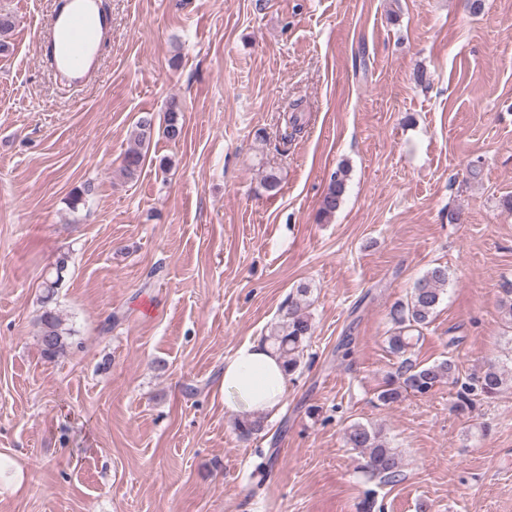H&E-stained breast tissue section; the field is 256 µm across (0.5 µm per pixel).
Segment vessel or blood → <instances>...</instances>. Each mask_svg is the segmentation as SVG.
I'll return each mask as SVG.
<instances>
[{
	"mask_svg": "<svg viewBox=\"0 0 512 512\" xmlns=\"http://www.w3.org/2000/svg\"><path fill=\"white\" fill-rule=\"evenodd\" d=\"M55 15L42 38L41 58L70 84H81L95 71L110 19L98 0H59Z\"/></svg>",
	"mask_w": 512,
	"mask_h": 512,
	"instance_id": "obj_1",
	"label": "vessel or blood"
}]
</instances>
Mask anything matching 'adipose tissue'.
Returning <instances> with one entry per match:
<instances>
[{
	"label": "adipose tissue",
	"instance_id": "obj_1",
	"mask_svg": "<svg viewBox=\"0 0 512 512\" xmlns=\"http://www.w3.org/2000/svg\"><path fill=\"white\" fill-rule=\"evenodd\" d=\"M288 374L282 360L262 342H247L224 361V410L235 418L277 412Z\"/></svg>",
	"mask_w": 512,
	"mask_h": 512
}]
</instances>
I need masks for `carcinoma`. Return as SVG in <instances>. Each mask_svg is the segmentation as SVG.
<instances>
[{"label":"carcinoma","instance_id":"cac0c4a2","mask_svg":"<svg viewBox=\"0 0 512 512\" xmlns=\"http://www.w3.org/2000/svg\"><path fill=\"white\" fill-rule=\"evenodd\" d=\"M15 27L14 17L0 12V55L13 53L14 45L7 40V35ZM169 141H179L184 135L183 105L175 97L166 106L164 122L156 126L155 116L145 112L141 115L133 131L135 147L124 156L121 173L133 179L141 171L145 155L144 146L150 144L155 131ZM348 169L339 167L331 175L329 185L321 196L319 214L330 218L336 214L344 202ZM93 189L87 183L75 189L69 195V205L76 210L86 205ZM66 258H60L55 267V276L45 282L47 295L45 302H50L55 290L62 286ZM448 286V268L437 265L429 268L415 282L406 300L395 303L390 311L393 329L386 341L391 354L401 359L395 373L388 375L376 392V399L385 406L400 402L406 394L417 396L429 394L437 384L448 381L456 389L455 408L460 413H469L477 403L492 399L501 392L512 388V357L509 362L494 361L480 371L465 377L456 375L455 361L448 357L430 365L420 366L406 357L413 346L415 334L429 325L442 296ZM308 288L300 286L289 295L283 320L267 336L271 347L283 360L288 373H294L303 357L307 342L313 335V323L310 314L305 311V298ZM38 342L44 358L53 360L64 355L70 347L72 328L68 327L59 311L47 305L38 317ZM239 434L247 438L264 428V418L236 421ZM348 447L357 451L362 458L360 470L365 476L381 485H394L403 479L402 457L396 449L389 446L382 430L360 422H354L345 429Z\"/></svg>","mask_w":512,"mask_h":512}]
</instances>
